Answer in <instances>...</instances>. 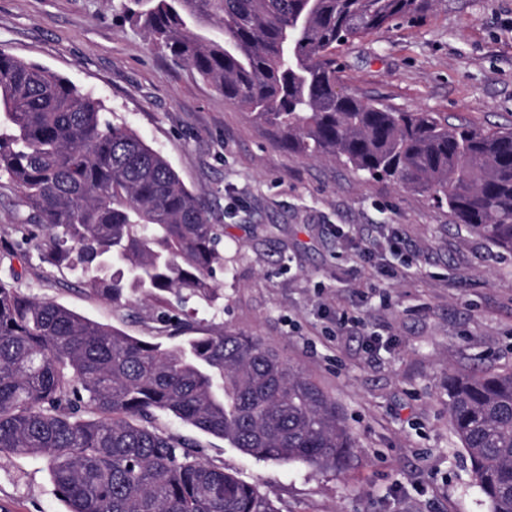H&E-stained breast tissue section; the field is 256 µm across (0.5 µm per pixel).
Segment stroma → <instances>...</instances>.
I'll list each match as a JSON object with an SVG mask.
<instances>
[{"instance_id":"stroma-1","label":"stroma","mask_w":512,"mask_h":512,"mask_svg":"<svg viewBox=\"0 0 512 512\" xmlns=\"http://www.w3.org/2000/svg\"><path fill=\"white\" fill-rule=\"evenodd\" d=\"M0 49L91 91L161 152L224 227V308L336 399L357 446L342 470L261 461L165 414L155 423L256 485L279 512H488L448 418V374L512 366V253L426 195L289 151L124 23L121 0H0ZM340 85L403 112L512 127V0H432L421 18L336 50ZM30 296L132 336L117 308L24 246L0 258ZM44 458L0 457V512H68Z\"/></svg>"}]
</instances>
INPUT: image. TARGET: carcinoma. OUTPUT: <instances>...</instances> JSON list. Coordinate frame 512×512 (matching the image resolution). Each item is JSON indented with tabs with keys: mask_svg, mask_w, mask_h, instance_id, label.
<instances>
[{
	"mask_svg": "<svg viewBox=\"0 0 512 512\" xmlns=\"http://www.w3.org/2000/svg\"><path fill=\"white\" fill-rule=\"evenodd\" d=\"M125 18L288 149L444 202L512 251V128L477 131L346 92L336 49L430 0H128ZM214 18L217 40L190 22ZM43 259L98 299L138 295L185 335L153 342L0 279V455L46 459L71 512H278L256 486L154 426L165 413L258 460L339 470L336 400L253 336L168 315L223 299L224 226L167 158L60 74L0 50V175ZM448 415L489 512H512V367L448 375Z\"/></svg>",
	"mask_w": 512,
	"mask_h": 512,
	"instance_id": "obj_1",
	"label": "carcinoma"
}]
</instances>
